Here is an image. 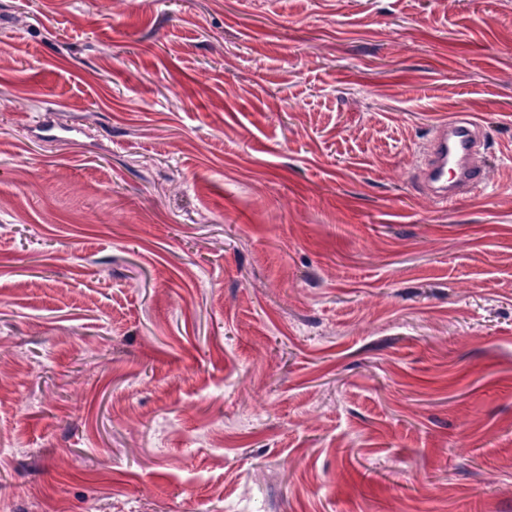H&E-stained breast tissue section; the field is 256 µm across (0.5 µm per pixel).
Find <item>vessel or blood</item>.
<instances>
[{
    "label": "vessel or blood",
    "instance_id": "vessel-or-blood-1",
    "mask_svg": "<svg viewBox=\"0 0 512 512\" xmlns=\"http://www.w3.org/2000/svg\"><path fill=\"white\" fill-rule=\"evenodd\" d=\"M480 123L460 112L437 124L421 151L420 177L424 192L445 205L480 191L481 171L469 162L483 143Z\"/></svg>",
    "mask_w": 512,
    "mask_h": 512
}]
</instances>
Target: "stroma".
<instances>
[{"instance_id": "1", "label": "stroma", "mask_w": 512, "mask_h": 512, "mask_svg": "<svg viewBox=\"0 0 512 512\" xmlns=\"http://www.w3.org/2000/svg\"><path fill=\"white\" fill-rule=\"evenodd\" d=\"M0 512H512V0H0ZM483 137L481 124L466 112L434 127L421 151L420 177L424 192L436 203L447 205L481 191L483 175L469 159L481 147Z\"/></svg>"}]
</instances>
